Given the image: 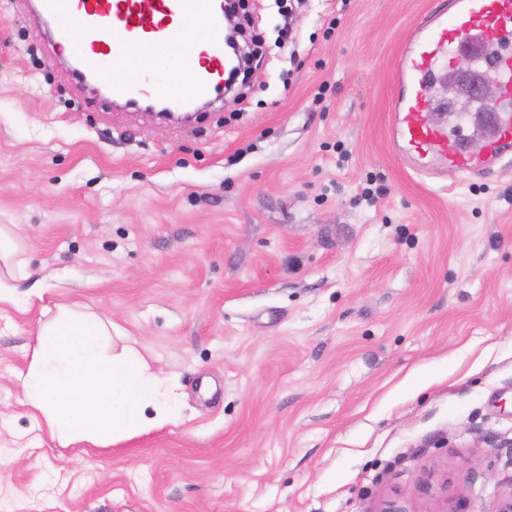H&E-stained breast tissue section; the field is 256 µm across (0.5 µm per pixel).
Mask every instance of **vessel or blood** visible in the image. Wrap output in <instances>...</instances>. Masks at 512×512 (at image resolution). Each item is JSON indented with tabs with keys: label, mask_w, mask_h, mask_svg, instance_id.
Returning a JSON list of instances; mask_svg holds the SVG:
<instances>
[{
	"label": "vessel or blood",
	"mask_w": 512,
	"mask_h": 512,
	"mask_svg": "<svg viewBox=\"0 0 512 512\" xmlns=\"http://www.w3.org/2000/svg\"><path fill=\"white\" fill-rule=\"evenodd\" d=\"M32 10L114 100L176 111L224 88V0H34ZM460 52L477 55L500 88L480 115L493 129L481 146L463 132L472 113H449L433 93ZM394 81L393 136L416 175L488 174L512 154V0H441L411 29Z\"/></svg>",
	"instance_id": "obj_1"
}]
</instances>
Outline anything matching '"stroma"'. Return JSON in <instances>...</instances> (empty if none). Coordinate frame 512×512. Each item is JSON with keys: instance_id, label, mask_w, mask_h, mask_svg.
<instances>
[{"instance_id": "35a3bbf8", "label": "stroma", "mask_w": 512, "mask_h": 512, "mask_svg": "<svg viewBox=\"0 0 512 512\" xmlns=\"http://www.w3.org/2000/svg\"><path fill=\"white\" fill-rule=\"evenodd\" d=\"M435 0H245L238 97L188 125L72 77L0 0V512H490L512 490V174L417 178L394 72ZM92 311L179 419L61 446L21 375ZM27 261L23 256V240L14 224L0 225V304L16 300L14 283L26 277Z\"/></svg>"}]
</instances>
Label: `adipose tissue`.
<instances>
[{"label":"adipose tissue","mask_w":512,"mask_h":512,"mask_svg":"<svg viewBox=\"0 0 512 512\" xmlns=\"http://www.w3.org/2000/svg\"><path fill=\"white\" fill-rule=\"evenodd\" d=\"M23 240L14 225H0V304L16 300L26 276ZM112 322L89 311L59 308L35 337L22 395L51 438L99 446L175 423L179 397L170 378L154 372L138 349L108 352Z\"/></svg>","instance_id":"adipose-tissue-1"}]
</instances>
